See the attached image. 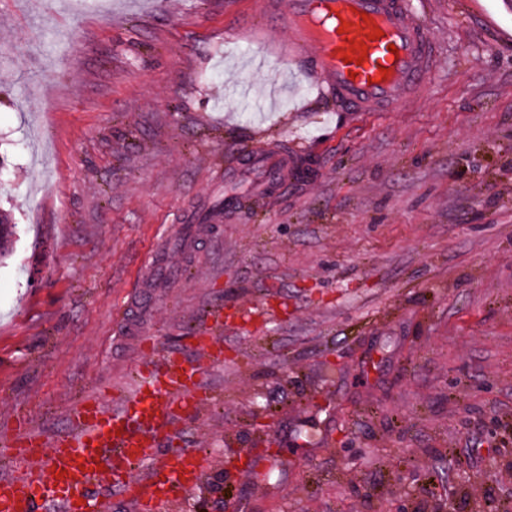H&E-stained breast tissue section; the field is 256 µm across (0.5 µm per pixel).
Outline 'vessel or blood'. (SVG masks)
Wrapping results in <instances>:
<instances>
[{"mask_svg":"<svg viewBox=\"0 0 512 512\" xmlns=\"http://www.w3.org/2000/svg\"><path fill=\"white\" fill-rule=\"evenodd\" d=\"M258 13L288 30L307 55V76L322 94L356 112H392L426 90L437 49L414 0H257ZM256 186H283L286 159L266 150L246 157ZM199 361L152 352L133 370L134 388L113 408L84 397L71 415L72 428L44 449L35 434L12 441L15 464L0 477V512H110L108 501H93L88 490L107 478L117 495L157 512L180 492L197 486L205 466L195 448L159 450L171 439L176 419L198 409L206 393L205 367L222 364V344L199 333ZM148 464L132 478L133 467Z\"/></svg>","mask_w":512,"mask_h":512,"instance_id":"1","label":"vessel or blood"}]
</instances>
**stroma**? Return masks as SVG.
I'll return each instance as SVG.
<instances>
[{"instance_id":"35a3bbf8","label":"stroma","mask_w":512,"mask_h":512,"mask_svg":"<svg viewBox=\"0 0 512 512\" xmlns=\"http://www.w3.org/2000/svg\"><path fill=\"white\" fill-rule=\"evenodd\" d=\"M428 89L355 112L253 0H0V476L80 397L113 406L126 319L192 360L200 485L165 512L512 506V7L419 0ZM276 58L273 66L265 58ZM287 186L203 217L248 151ZM185 277L145 282L166 237ZM230 317L215 324L210 313ZM250 453L251 466L231 468Z\"/></svg>"}]
</instances>
